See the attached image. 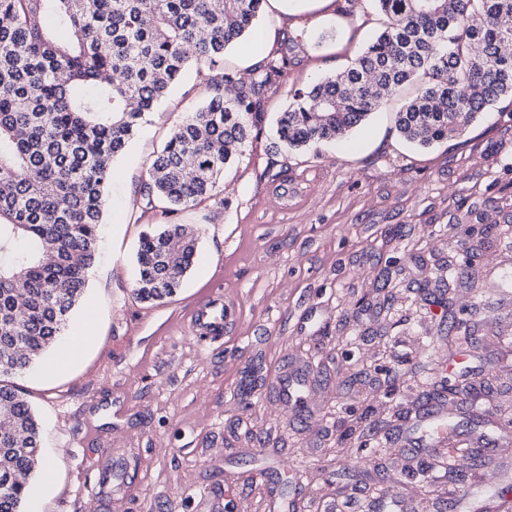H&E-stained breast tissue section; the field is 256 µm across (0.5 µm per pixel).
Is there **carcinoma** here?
Here are the masks:
<instances>
[{
	"instance_id": "obj_1",
	"label": "carcinoma",
	"mask_w": 512,
	"mask_h": 512,
	"mask_svg": "<svg viewBox=\"0 0 512 512\" xmlns=\"http://www.w3.org/2000/svg\"><path fill=\"white\" fill-rule=\"evenodd\" d=\"M265 0H0V512H22L40 469L41 427L3 378L31 368L70 326L98 252L114 160L185 69L205 104L152 162L145 199L176 211L214 195L252 132L256 89L283 75L272 60L224 73V52L249 36ZM380 31L342 71L288 90L278 120L287 149L336 141L416 84L396 129L429 147L462 134L512 96V0H374ZM484 22L470 24L473 14ZM242 91L224 99V84ZM197 237L182 224L142 235L135 293L172 296ZM23 290H18V284Z\"/></svg>"
}]
</instances>
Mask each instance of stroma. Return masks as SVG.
Segmentation results:
<instances>
[{"label":"stroma","instance_id":"35a3bbf8","mask_svg":"<svg viewBox=\"0 0 512 512\" xmlns=\"http://www.w3.org/2000/svg\"><path fill=\"white\" fill-rule=\"evenodd\" d=\"M261 46L243 42L224 69L245 72L281 56L283 78L260 90L245 154L218 193L169 212L147 205L151 164L207 92L188 72L116 158L97 259L72 315L92 340L68 368L48 359L10 377L56 455L51 485L30 481L24 512H224V486L243 491L234 512H325L336 499L373 507L375 487L423 512H448L436 449L404 461L394 437L368 433L343 445L362 414L415 411L436 379L487 383L459 425L456 469L488 453L512 460L502 439L470 451L489 415H512V100L501 99L462 134L423 149L403 140L396 114L405 87L346 138L319 148H277L287 88L341 70L381 26L371 0H330L308 12L263 11ZM195 229L193 267L171 297L135 294L143 233ZM468 267L464 280L449 267ZM235 304L224 336L191 326L210 293ZM464 320L467 333L448 329ZM318 368L317 411L296 423L276 396L291 365ZM294 469L278 467V457ZM124 483L108 481L118 461ZM296 510H289V503Z\"/></svg>","mask_w":512,"mask_h":512}]
</instances>
